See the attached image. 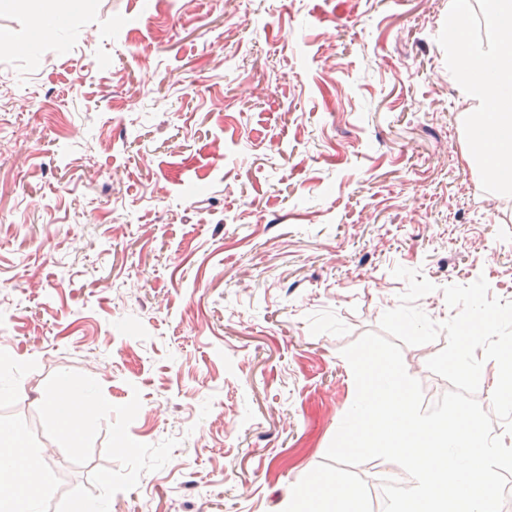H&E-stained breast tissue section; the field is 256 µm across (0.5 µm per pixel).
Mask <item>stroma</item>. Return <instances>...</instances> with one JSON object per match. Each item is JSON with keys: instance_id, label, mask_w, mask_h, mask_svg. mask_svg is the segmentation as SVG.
Returning <instances> with one entry per match:
<instances>
[{"instance_id": "1", "label": "stroma", "mask_w": 512, "mask_h": 512, "mask_svg": "<svg viewBox=\"0 0 512 512\" xmlns=\"http://www.w3.org/2000/svg\"><path fill=\"white\" fill-rule=\"evenodd\" d=\"M448 0H83L34 40L0 8V428L42 512H283L316 476L383 512L374 459L325 457L341 351L405 291L512 301V197L464 156ZM402 350L434 405L450 383ZM91 385L66 440L43 399Z\"/></svg>"}]
</instances>
